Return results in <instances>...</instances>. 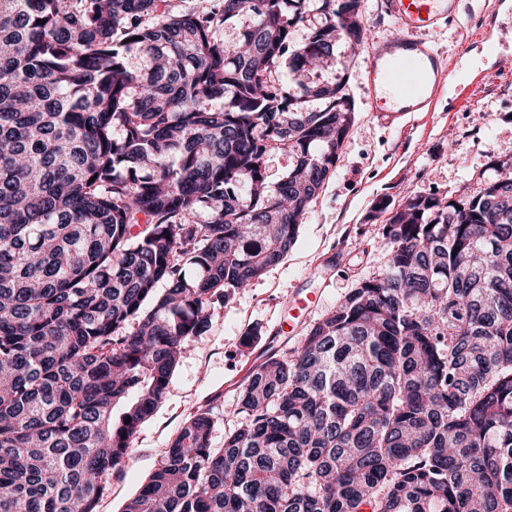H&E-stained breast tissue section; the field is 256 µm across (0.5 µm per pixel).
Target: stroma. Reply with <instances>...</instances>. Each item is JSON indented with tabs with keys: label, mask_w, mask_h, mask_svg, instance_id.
Returning <instances> with one entry per match:
<instances>
[{
	"label": "stroma",
	"mask_w": 512,
	"mask_h": 512,
	"mask_svg": "<svg viewBox=\"0 0 512 512\" xmlns=\"http://www.w3.org/2000/svg\"><path fill=\"white\" fill-rule=\"evenodd\" d=\"M496 0H465L457 20L431 33L474 80L464 96L448 90L430 112L409 113L395 128L373 116L366 69L370 47L395 31L379 0H363L369 48L350 59L346 89L355 123L300 228L277 265L214 312L212 326L173 373L167 393L140 427L128 459L113 470L99 512H120L144 483L185 418L209 406L225 428L252 369L269 355L297 348L309 324L363 277L384 268L386 210L418 195L460 199L493 177V161L512 158V67L480 48L456 57L460 40L480 34Z\"/></svg>",
	"instance_id": "1"
}]
</instances>
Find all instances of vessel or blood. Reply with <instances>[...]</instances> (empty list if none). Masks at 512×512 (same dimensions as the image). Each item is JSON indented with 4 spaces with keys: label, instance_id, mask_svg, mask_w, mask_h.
Returning <instances> with one entry per match:
<instances>
[{
    "label": "vessel or blood",
    "instance_id": "obj_1",
    "mask_svg": "<svg viewBox=\"0 0 512 512\" xmlns=\"http://www.w3.org/2000/svg\"><path fill=\"white\" fill-rule=\"evenodd\" d=\"M462 0H381L380 8L398 28L375 48L367 76V91L376 117L386 125L397 124L404 113L432 107L450 87H464L468 76L451 66L446 56L424 39L425 31L454 21ZM487 53L501 46L493 28L478 37L462 39L457 52L466 54L473 45Z\"/></svg>",
    "mask_w": 512,
    "mask_h": 512
}]
</instances>
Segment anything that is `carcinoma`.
I'll use <instances>...</instances> for the list:
<instances>
[{
  "instance_id": "1",
  "label": "carcinoma",
  "mask_w": 512,
  "mask_h": 512,
  "mask_svg": "<svg viewBox=\"0 0 512 512\" xmlns=\"http://www.w3.org/2000/svg\"><path fill=\"white\" fill-rule=\"evenodd\" d=\"M361 3L0 0V512H98L215 308L288 254L354 124ZM491 169L390 212L387 265L252 371L222 447L190 414L121 512H512ZM291 161L288 154L284 152H275L265 158L264 166L267 175V181L271 188H275L288 171Z\"/></svg>"
}]
</instances>
